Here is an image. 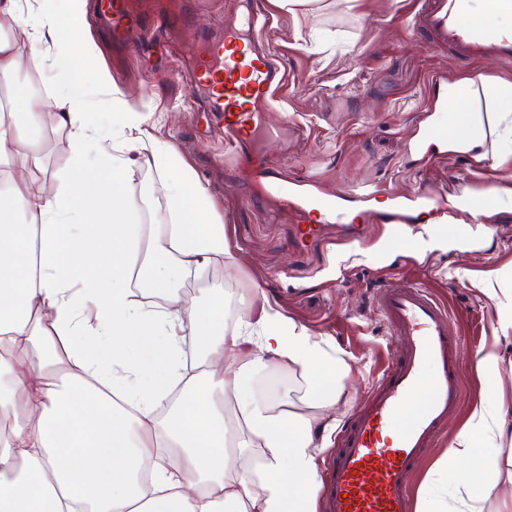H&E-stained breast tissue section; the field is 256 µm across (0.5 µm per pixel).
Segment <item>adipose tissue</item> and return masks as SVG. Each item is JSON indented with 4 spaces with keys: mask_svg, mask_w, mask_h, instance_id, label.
Instances as JSON below:
<instances>
[{
    "mask_svg": "<svg viewBox=\"0 0 512 512\" xmlns=\"http://www.w3.org/2000/svg\"><path fill=\"white\" fill-rule=\"evenodd\" d=\"M0 22L65 74L54 107L70 149L47 189L41 100L17 88L0 109V416L12 420L0 431V512H317V439L336 423L351 365L269 304L234 323L221 305H181L176 272L231 258L224 227L175 146L143 140L96 44L82 41L85 0H39L32 12L0 0ZM445 97L454 118L441 149L512 158V79L466 77ZM96 99L120 149L88 124ZM130 152L166 174L171 223H134ZM190 336L203 348L192 361ZM275 362L305 375L306 410L255 392L253 377ZM499 363L496 350L480 354L485 396L438 461L452 499L424 484L419 512H488L495 489L512 485Z\"/></svg>",
    "mask_w": 512,
    "mask_h": 512,
    "instance_id": "1",
    "label": "adipose tissue"
}]
</instances>
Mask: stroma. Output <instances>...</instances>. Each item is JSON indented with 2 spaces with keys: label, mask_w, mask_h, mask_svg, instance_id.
Segmentation results:
<instances>
[{
  "label": "stroma",
  "mask_w": 512,
  "mask_h": 512,
  "mask_svg": "<svg viewBox=\"0 0 512 512\" xmlns=\"http://www.w3.org/2000/svg\"><path fill=\"white\" fill-rule=\"evenodd\" d=\"M98 0H86L87 27L129 106L144 117L145 129L172 143L188 170L206 188L214 218L223 224L235 264L212 263L196 273L178 274L176 294L183 304L221 301L229 318L243 315L255 291H263L283 315L308 332L327 338L352 360V378L336 406L337 430L318 457L326 471L335 455L338 432L368 397L390 353L399 349L377 306L379 287L426 285L452 311L448 332L453 356L465 379L459 411L428 449L414 474L413 488L430 477L436 460L465 423L483 393L476 367L480 351L497 348L500 382L496 397L512 412V338L495 336L498 311L512 298V213L474 219L452 208L453 222L473 237L464 249L434 244L428 225H408L394 236L391 225L354 211L364 227L358 239L325 227L315 240H300L294 216L260 201L259 184L241 160L224 153L219 117L206 103L190 98L182 80L183 48L221 18L233 17L238 0H201L192 27H170L145 43L110 39L100 24ZM270 23L262 35L287 72V82L262 123L274 137L264 141L268 159L290 179H313L324 193L355 190L383 182L411 195L428 186L436 203L456 183L463 191L489 194L512 187V164L490 155L424 156L413 149L427 117L432 75L447 82L467 76L512 79V62L466 61L429 42L411 19L417 0H355L352 9L327 7L290 15L271 0H257ZM38 143L46 159L44 177L55 184L69 157V138L45 106ZM140 184H129L139 201L133 219L167 224L165 175L142 168Z\"/></svg>",
  "instance_id": "1"
}]
</instances>
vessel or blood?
<instances>
[{
	"instance_id": "obj_1",
	"label": "vessel or blood",
	"mask_w": 512,
	"mask_h": 512,
	"mask_svg": "<svg viewBox=\"0 0 512 512\" xmlns=\"http://www.w3.org/2000/svg\"><path fill=\"white\" fill-rule=\"evenodd\" d=\"M465 0H420L413 21L440 45L474 61L494 57L512 61V36L466 23ZM98 13L120 41L135 31L164 22L158 10H143L134 0H101ZM257 15L244 6L238 19L226 21L222 35L208 38L196 50L188 74L190 93H205L224 115L225 144L230 152L246 151L262 197L299 216L301 239L317 238L322 225L345 223L361 199L391 196L390 185L377 184L365 193L339 190L334 197L314 195L307 183L276 175L261 152L271 134L260 116L286 82L284 70L256 46L234 50L244 28L255 27ZM390 336L401 354L377 379L365 403L342 434L336 457L322 479L323 512H412V477L425 448L459 405L463 381L449 356L454 342L448 334L447 306L428 287L414 284L384 288L376 299ZM436 376L432 391L410 425L400 412L420 387L425 365ZM395 432L391 443L383 433Z\"/></svg>"
}]
</instances>
